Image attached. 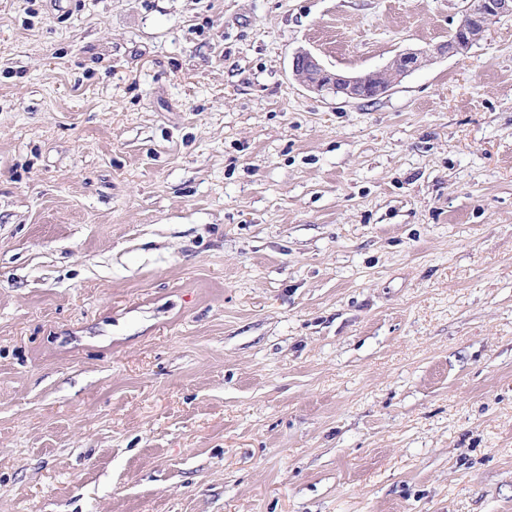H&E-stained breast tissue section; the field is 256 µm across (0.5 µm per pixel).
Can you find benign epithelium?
<instances>
[{
  "label": "benign epithelium",
  "mask_w": 512,
  "mask_h": 512,
  "mask_svg": "<svg viewBox=\"0 0 512 512\" xmlns=\"http://www.w3.org/2000/svg\"><path fill=\"white\" fill-rule=\"evenodd\" d=\"M508 15L512 16V0H470L463 19L456 27L457 34L433 52L406 50L382 69L345 74L328 70L311 52L300 50L293 56V76L301 85L317 93H329L344 99H374L429 61L435 52L448 55L467 53L484 37L492 20Z\"/></svg>",
  "instance_id": "7a95c632"
}]
</instances>
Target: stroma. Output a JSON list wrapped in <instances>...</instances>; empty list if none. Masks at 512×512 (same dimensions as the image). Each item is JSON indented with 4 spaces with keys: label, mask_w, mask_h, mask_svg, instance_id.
Here are the masks:
<instances>
[{
    "label": "stroma",
    "mask_w": 512,
    "mask_h": 512,
    "mask_svg": "<svg viewBox=\"0 0 512 512\" xmlns=\"http://www.w3.org/2000/svg\"><path fill=\"white\" fill-rule=\"evenodd\" d=\"M0 0V512H512V17ZM508 15L512 16V0H471L456 27L457 34L434 51L437 54H465L484 37L492 20ZM434 53L431 50H406L382 69L345 74L328 70L311 52L300 50L293 56L292 72L296 81L317 93H329L344 99H374L429 61Z\"/></svg>",
    "instance_id": "stroma-1"
}]
</instances>
